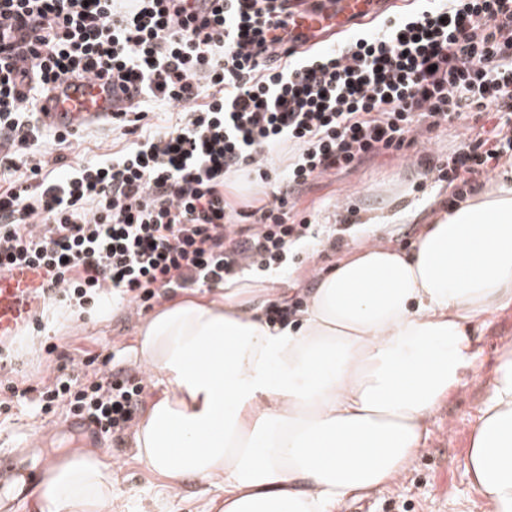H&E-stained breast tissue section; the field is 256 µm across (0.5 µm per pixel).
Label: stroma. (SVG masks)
<instances>
[{"label": "stroma", "instance_id": "1", "mask_svg": "<svg viewBox=\"0 0 512 512\" xmlns=\"http://www.w3.org/2000/svg\"><path fill=\"white\" fill-rule=\"evenodd\" d=\"M463 130L459 124L437 131L430 139L417 141L407 156L384 154L351 171L328 175L302 190L298 207L320 224L347 223L358 231L370 215L391 212L383 242L409 248L421 226L432 223L452 192L447 183L422 176L412 160L422 153L446 154ZM127 142L126 136L104 125L80 132L62 154L66 165L77 166L117 151ZM349 205L356 206L355 215H347ZM409 211L418 213V220L408 221L405 214ZM341 257L327 243L314 242L299 250L288 266L269 268L266 274L275 287L304 297L315 284L313 268L328 269ZM142 320V315L129 313L125 305L116 303L92 318L46 322L41 337L73 357L88 352L110 354L115 369L138 372L142 366L134 345ZM472 340L480 352L479 368L463 374L459 388L431 417L428 438L418 455L391 484L365 497L345 500L336 512H487L465 470V457L486 397L487 380L501 349L512 345V307L474 326ZM66 421L62 411L45 416L34 404L18 406L0 421V449L16 454L21 466L32 469L40 467L46 456L59 459L71 450H82V442L71 440L66 433ZM133 440L129 433L122 445L108 443L101 448L112 465L114 512H208L215 498L212 487L187 482L181 500L170 502L162 493L161 478L136 460Z\"/></svg>", "mask_w": 512, "mask_h": 512}]
</instances>
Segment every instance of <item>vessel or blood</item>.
<instances>
[{"mask_svg":"<svg viewBox=\"0 0 512 512\" xmlns=\"http://www.w3.org/2000/svg\"><path fill=\"white\" fill-rule=\"evenodd\" d=\"M374 0H330L323 14L306 13L297 18V32L310 40L345 31L353 20L371 13ZM112 112V93L101 82L88 80L81 85L54 92L39 103L44 124L77 130L91 126ZM46 275L35 268H17L0 273V342L19 336L43 302Z\"/></svg>","mask_w":512,"mask_h":512,"instance_id":"1","label":"vessel or blood"}]
</instances>
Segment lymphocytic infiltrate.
<instances>
[{"label":"lymphocytic infiltrate","instance_id":"lymphocytic-infiltrate-1","mask_svg":"<svg viewBox=\"0 0 512 512\" xmlns=\"http://www.w3.org/2000/svg\"><path fill=\"white\" fill-rule=\"evenodd\" d=\"M220 2L207 15L194 0H0V169L17 174L0 189V271L44 268L48 305L74 316L119 300L137 314L322 234L341 248L344 229L299 216V190L471 112L492 129L417 167L461 200L512 160V0H420L330 50L301 47L289 0ZM91 76L126 94L112 124L131 142L63 175L25 158L39 100ZM154 102L177 122L153 128ZM243 171L266 193L239 205L225 185ZM111 363L89 353L35 388L10 379L0 412L32 397L123 438L145 386Z\"/></svg>","mask_w":512,"mask_h":512}]
</instances>
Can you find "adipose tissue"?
<instances>
[{
	"mask_svg": "<svg viewBox=\"0 0 512 512\" xmlns=\"http://www.w3.org/2000/svg\"><path fill=\"white\" fill-rule=\"evenodd\" d=\"M376 226L317 273L298 324L273 325L260 278L172 301L135 352L160 389L136 458L177 501L187 481L224 512H335L400 475L465 370L474 325L512 306V170L424 225L410 251ZM490 512H512V347L487 381L466 462ZM41 512H112V471L87 453L49 464Z\"/></svg>",
	"mask_w": 512,
	"mask_h": 512,
	"instance_id": "1",
	"label": "adipose tissue"
}]
</instances>
